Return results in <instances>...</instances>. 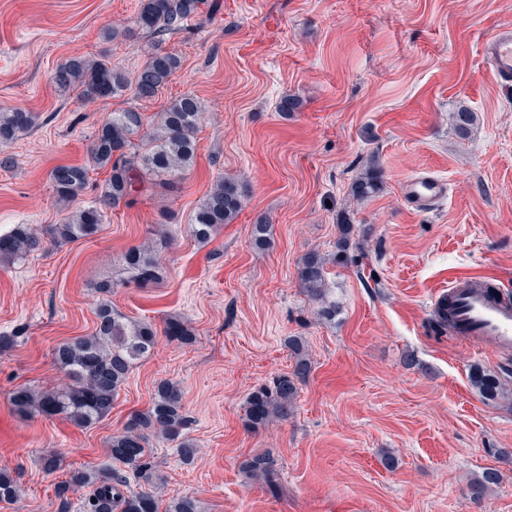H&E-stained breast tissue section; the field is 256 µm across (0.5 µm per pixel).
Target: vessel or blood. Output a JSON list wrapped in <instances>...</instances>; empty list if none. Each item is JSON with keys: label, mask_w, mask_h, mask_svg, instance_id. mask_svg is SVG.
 <instances>
[{"label": "vessel or blood", "mask_w": 512, "mask_h": 512, "mask_svg": "<svg viewBox=\"0 0 512 512\" xmlns=\"http://www.w3.org/2000/svg\"><path fill=\"white\" fill-rule=\"evenodd\" d=\"M483 53L504 91L512 90V27L499 29L483 45ZM445 183L432 176L407 181L405 201L417 210L431 209L446 194ZM448 304V329L457 336L482 340L497 354L512 353V294L485 275L450 277L441 296Z\"/></svg>", "instance_id": "b4317fda"}]
</instances>
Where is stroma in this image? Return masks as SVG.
<instances>
[{
  "label": "stroma",
  "mask_w": 512,
  "mask_h": 512,
  "mask_svg": "<svg viewBox=\"0 0 512 512\" xmlns=\"http://www.w3.org/2000/svg\"><path fill=\"white\" fill-rule=\"evenodd\" d=\"M141 0H0V108L36 113L35 127L1 153L0 234L61 223L94 204L109 176L89 148L111 113L139 107L157 118L181 95L204 109L192 169L173 196L135 195L109 211L94 238L46 244L0 262V469L20 488L0 512H84L88 489L56 495L70 471H107L112 435L147 410L159 381L178 382L198 452L184 463L174 442L150 437L148 460L164 482L161 504L190 497L198 512H512V396L489 402L472 386L480 365L512 386V357L492 360L432 323V302L453 273L512 278V93L481 53L512 25V0H205L166 41L182 65L150 101L132 91L96 101L58 91L56 67L105 56L132 73L147 35L105 39L134 25ZM297 96L299 112L277 103ZM476 116L468 135L453 114ZM62 163L89 166L86 188L63 206L49 181ZM377 193L354 198L368 166ZM448 183L436 210L403 198L406 181ZM245 190L233 222L202 242L189 232L200 200L219 178ZM267 222L271 245L251 244ZM351 258L334 263L341 223ZM163 243L161 277L121 284L130 248ZM327 259L326 301H311L298 267ZM117 281L113 307L152 323L158 343L138 361L111 412L79 428L57 416L19 415L20 389L66 388L54 348L92 335L100 281ZM183 320L190 343L163 333ZM312 369L287 419L255 428L245 403L291 374L290 337ZM60 458L55 472L42 459ZM269 456L271 480L253 476ZM500 480L481 499L469 484Z\"/></svg>",
  "instance_id": "35a3bbf8"
}]
</instances>
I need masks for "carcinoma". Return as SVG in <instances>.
Segmentation results:
<instances>
[{"mask_svg":"<svg viewBox=\"0 0 512 512\" xmlns=\"http://www.w3.org/2000/svg\"><path fill=\"white\" fill-rule=\"evenodd\" d=\"M202 0H141L134 27L124 32L132 36L143 32L155 39L152 51L143 66L129 75L105 59L72 57L60 64L53 82L61 91L81 89L89 101L111 98L131 89L139 101L156 97L180 69L178 54L159 48L167 35L184 30L187 22L200 13ZM203 119L201 101L185 94L160 113L152 125L144 115L130 107L111 113L101 124L90 148L91 161L98 168H109V178L101 191L99 205L69 212L60 224H51L45 234L53 243L89 238L98 232L107 211L128 203L134 194L161 189L168 195L178 193L185 171L194 164L197 135ZM37 115L19 109L0 110V145L11 143L19 134L32 128ZM457 129L470 131L474 113L460 106L455 113ZM141 137L142 144L135 143ZM89 169L80 165L54 166L49 179L58 200L68 204L88 184ZM378 172L368 168L352 185L358 197L373 193L378 185ZM245 191L229 178L216 181L195 209L191 234L200 241L210 239L217 228L232 223L243 207ZM43 237L30 227L20 224L0 237V259L18 260L43 248ZM327 261L318 254L304 257L298 269L302 288L317 302L323 301ZM162 257L149 248L133 247L123 256L124 281L146 286L160 277ZM97 329L91 336L76 337L56 347V365L69 378L62 391L37 394L29 389L14 393L12 403L20 414L61 416L78 427H89L112 410L119 388L125 383L134 365L156 344V330L143 321H131L104 299L97 308ZM165 334L181 342L192 340L189 329L178 318L166 322ZM295 366L292 375L279 377L271 387H261L251 393L246 403V418L259 425L288 416L297 393L296 382L303 381L311 370L309 359L300 342L288 339ZM470 382L487 401L508 394L506 384L492 371L475 365ZM188 419L182 404L179 385L170 380L159 382L151 406L135 415L123 431L112 436L109 454L112 461L129 468L150 489L126 495L120 489L125 484L117 471L108 475L75 470L56 487L62 501L67 493L79 488H91L89 512H158L159 503L151 487L160 481L147 461L150 451L146 431L157 429L169 441L178 442L179 452L186 462L194 460L197 449L186 437ZM499 475L488 471L470 486L473 496H484ZM19 498V486L7 472H0V502Z\"/></svg>","mask_w":512,"mask_h":512,"instance_id":"1","label":"carcinoma"}]
</instances>
